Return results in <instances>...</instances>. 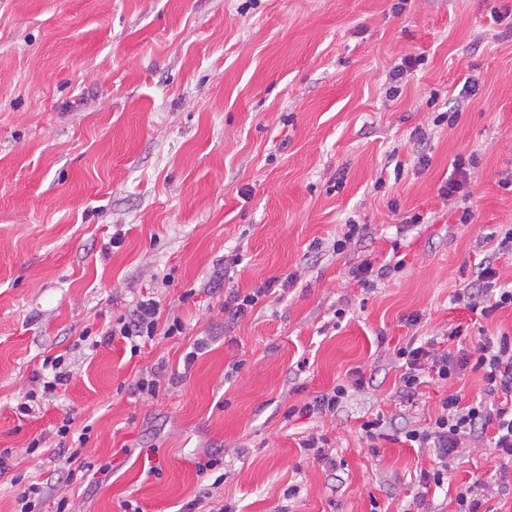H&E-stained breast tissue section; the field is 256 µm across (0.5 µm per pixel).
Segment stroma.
I'll return each mask as SVG.
<instances>
[{
    "label": "stroma",
    "mask_w": 512,
    "mask_h": 512,
    "mask_svg": "<svg viewBox=\"0 0 512 512\" xmlns=\"http://www.w3.org/2000/svg\"><path fill=\"white\" fill-rule=\"evenodd\" d=\"M394 2L0 0V449L13 451L0 512L32 481L40 512H180L207 487L235 512H454L477 475L494 481L495 512H512V459L489 441L461 449L446 487L427 491L429 450L373 451L358 433L378 411L399 427L435 413L440 383L413 402L397 391L407 336L443 342L458 328L468 349L512 335L511 308L479 319L454 301L485 257L512 285V258L484 242L512 226L499 185L512 168V30L489 23L512 0H407L399 15ZM402 53L421 63L390 100ZM454 110L455 126L434 125ZM460 153L477 158L471 224L439 195ZM350 219L365 233L334 254ZM368 257L404 268L365 290L349 270ZM291 272L284 297L225 323V294ZM145 294L185 330L134 355L106 334ZM85 334L96 351L76 347ZM61 353L66 391L19 415L44 358ZM353 369L365 384L336 416L286 418ZM146 370L160 379L152 399L136 389ZM67 412L89 429L81 461L111 464L108 477L72 474L53 453ZM310 432L330 439L335 467L304 456ZM207 455L223 460V484L197 471Z\"/></svg>",
    "instance_id": "35a3bbf8"
}]
</instances>
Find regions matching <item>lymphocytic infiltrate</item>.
<instances>
[{
	"mask_svg": "<svg viewBox=\"0 0 512 512\" xmlns=\"http://www.w3.org/2000/svg\"><path fill=\"white\" fill-rule=\"evenodd\" d=\"M474 158L456 155L453 162V174L440 193L445 198L460 197L458 223L470 224L475 218L470 204L471 195L466 187L470 181V167ZM297 279L296 273L275 277L250 291H233L224 298V316L234 322L253 311L258 304L272 295H285ZM478 285L463 289L457 293V301L465 303L468 309L487 318L497 310L512 308V287L498 283V274L491 265L479 266ZM137 318L129 324L117 321L113 325L112 335L121 337L130 345L131 352H140L141 348L154 341L157 333L172 337L184 330L180 319H173L166 329H159L162 310L159 299L143 297L136 304ZM395 358L403 373L400 377V392L407 398H415L425 383L426 376H435L442 384L452 386L461 370L471 369L479 373L484 388L477 400L463 402L459 393L451 391L439 402L437 413L430 418L426 426L419 428L396 427L393 419L378 413L364 418L359 426L362 440L367 445H375L377 440L390 438L402 440L419 448H431L435 451L431 468L421 470L419 484L422 489L443 486L444 476L448 472V461L459 448L471 440L489 436L490 443L500 456L512 459V336L500 334L479 338L472 350L452 353L450 350L435 347L429 343L416 344L408 341L398 347ZM44 373L39 389L29 390L23 402L17 406L20 415H31L40 401L53 400L59 390L68 386L73 374L64 356L46 358L43 362ZM362 378L336 384L329 391L313 396L309 401L287 411L288 417L310 418L319 414L336 415L349 396L351 389L361 387Z\"/></svg>",
	"mask_w": 512,
	"mask_h": 512,
	"instance_id": "1",
	"label": "lymphocytic infiltrate"
}]
</instances>
